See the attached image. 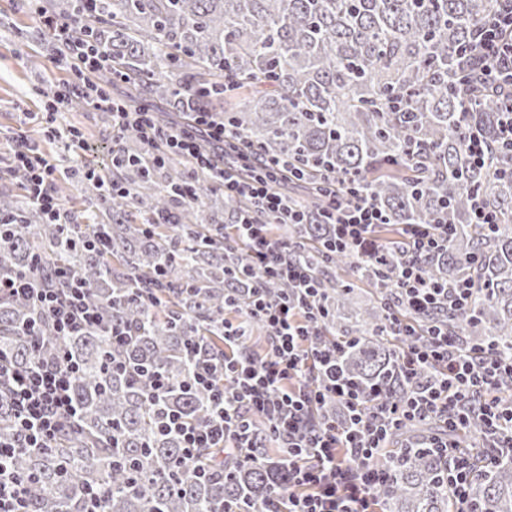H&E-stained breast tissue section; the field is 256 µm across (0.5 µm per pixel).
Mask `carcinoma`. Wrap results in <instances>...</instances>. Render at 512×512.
<instances>
[{
	"label": "carcinoma",
	"mask_w": 512,
	"mask_h": 512,
	"mask_svg": "<svg viewBox=\"0 0 512 512\" xmlns=\"http://www.w3.org/2000/svg\"><path fill=\"white\" fill-rule=\"evenodd\" d=\"M492 0H58L51 16L91 34L112 59L97 82L124 85L135 99L169 124L185 113L221 112L251 148L288 156L307 166L301 180H283L291 201L317 214L325 159L343 175H355L386 213L392 231L403 224L451 227L448 243L423 260L427 279L452 285L472 279L480 291L473 313L440 309L422 313L423 326L448 320V330L470 344L512 351V153L496 151L488 167L472 164L466 132L496 139L497 97L463 92L454 83L460 56ZM128 162L112 182L129 194L104 196L84 188L82 221L64 229L9 196L0 214L16 223L0 236V276L32 267L37 284L67 268L89 288L102 326L58 340L51 325L36 323L40 348L24 334L36 318L24 298H0V347L14 364L70 353L79 363L73 382L78 425L52 448L22 450L13 469L31 479V512H83V488L103 492L105 512H255L288 483V469L257 438L254 460L236 461L211 477H197L198 463L182 461V442L164 420L178 412L192 421L208 414L206 394L188 385L193 370L190 338L216 350L224 343V297L262 285L272 299L288 284L261 274L241 276L244 253L224 238V224L252 213L248 200L225 196L210 171L191 169L180 156L154 168L145 158L158 151L129 128L117 137ZM480 199L500 216L490 231L473 223ZM161 215L167 224L142 220ZM92 229L109 244L90 251ZM295 256L319 284L328 337L354 339L340 359L349 377L385 386L400 397L408 384L400 373L396 340L386 336L395 278L378 266L359 267L347 251L328 250L329 224L291 228ZM375 290L367 307H353L355 291ZM121 319L137 340L119 349L104 326ZM160 372L170 391L148 396L143 379ZM436 433L432 423L409 425L391 436L389 481L375 491L384 512H454L443 484L445 463L427 448H406ZM18 438L14 412L0 394V440ZM477 512H512V455L475 473L469 488Z\"/></svg>",
	"instance_id": "cac0c4a2"
}]
</instances>
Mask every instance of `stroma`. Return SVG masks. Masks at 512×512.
<instances>
[{"mask_svg":"<svg viewBox=\"0 0 512 512\" xmlns=\"http://www.w3.org/2000/svg\"><path fill=\"white\" fill-rule=\"evenodd\" d=\"M55 52L52 37L39 29L34 18L20 10L16 0H0V194L22 197L23 190L4 171L11 146L5 135L26 125L40 150L59 168H73L74 162L61 140L44 135L40 123L26 122L25 115L42 108L47 92L69 80L66 71L55 68L50 58ZM57 122L80 129L86 149L83 161L100 173L110 169L112 128L102 123L93 109L62 110Z\"/></svg>","mask_w":512,"mask_h":512,"instance_id":"1","label":"stroma"}]
</instances>
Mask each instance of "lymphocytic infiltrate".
Segmentation results:
<instances>
[{
    "mask_svg": "<svg viewBox=\"0 0 512 512\" xmlns=\"http://www.w3.org/2000/svg\"><path fill=\"white\" fill-rule=\"evenodd\" d=\"M43 24L64 46L53 56L54 66L72 76L44 104L45 134L65 137L67 151L81 155L85 149L81 133L73 127L59 129L55 121L72 98L83 97L111 112L113 132L134 127L148 144H165L198 167L212 170L225 193L250 200L267 218L262 224L246 216L229 227V235L244 249L245 272L286 281L296 292L295 298L274 303L253 288L243 306L236 297H226V305L243 307L244 315L225 321L223 351H207L197 343L190 346L191 382L206 392L211 417L202 426L169 417L167 426L180 436L186 458L198 457L204 449L224 452L231 460L251 458L255 446L251 426L257 423L282 448L288 466L287 486L263 512H377L374 491L388 475L382 455L389 433L401 425L436 418L450 433L476 425L484 440L485 459L503 448L512 452V355L461 346L440 325L418 335L404 316L408 309L419 312L444 305L464 313L471 307L473 281L445 286L424 277L421 260L447 243L448 225H404V254L392 260L393 241L376 234L377 226L387 221L384 212L360 185L339 193L335 173L326 172L328 208L323 221L335 229L336 248L352 250L361 264L396 263L397 295L388 304L387 332L399 340V366L413 387L399 400L377 384L364 390L338 370L339 344L323 343L321 320L305 311L318 293L316 282L303 264L289 259L288 241L271 238L266 229L270 223H311L310 213L273 188L283 174L300 178L303 170L285 157L256 156L214 113H192L187 126L176 128L160 122L143 106L115 100L110 90L93 85L96 72L110 66L94 40L74 35L66 22L51 16L44 17ZM467 58L459 83L489 88L498 95L502 115L497 145L512 151V0H497ZM10 141L11 170L23 176L28 202L47 223L70 224L72 217L54 191L59 177L56 164L25 133L13 134ZM230 143L239 149L241 167L223 162L224 147ZM87 292L86 284L64 269L57 270L55 284L46 287L36 285L28 272L0 277V297L28 299L62 337L98 327L99 312L88 302ZM250 317L261 318L268 328L267 350L257 358L244 345ZM425 371L433 378L419 383ZM73 375L74 361L68 355L42 359L21 370L0 350V391L14 408L27 447H48L76 426ZM329 401L346 409L345 424L320 415ZM432 447L447 462L446 485L457 512H475L468 501L472 459L457 443L445 439L434 441ZM16 451L15 445L0 442V512H29L28 485L10 467Z\"/></svg>",
    "mask_w": 512,
    "mask_h": 512,
    "instance_id": "1",
    "label": "lymphocytic infiltrate"
}]
</instances>
